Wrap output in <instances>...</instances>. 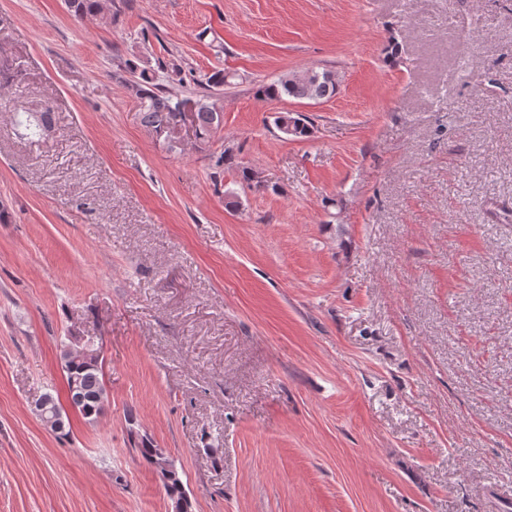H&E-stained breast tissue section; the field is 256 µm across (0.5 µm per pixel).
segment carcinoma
Instances as JSON below:
<instances>
[{
	"label": "carcinoma",
	"instance_id": "carcinoma-1",
	"mask_svg": "<svg viewBox=\"0 0 512 512\" xmlns=\"http://www.w3.org/2000/svg\"><path fill=\"white\" fill-rule=\"evenodd\" d=\"M68 10L78 18L98 15L103 11V0H66ZM21 70L18 66L5 61L0 64V79L7 84L21 85ZM232 75L217 71L206 77L203 83L207 93L195 101L194 121L198 139L205 141L217 131L223 121V107L218 105L210 90L230 84ZM338 80L330 70L289 73L270 83H262L257 88L261 98L270 100L291 97L301 100H318L331 98L336 94ZM139 99L141 120L146 127L158 135L169 134L179 123L182 106L186 99L163 91L161 76L140 74V81L135 83ZM0 112L10 115L15 132L29 139L42 138L46 131L52 129L51 111L44 109L33 111L18 98H0ZM277 127H290L293 139H303L312 133L307 118L301 113H285L276 117ZM72 343L61 347L60 362L66 374L69 389V401L73 408L87 420H95L102 411V402L106 398L101 377L99 355H90L84 359L71 356ZM42 422L46 423L62 414V407L50 393L43 394L38 401ZM142 459L149 463L158 473L174 512H192V503L184 487L181 471L166 472L165 464L169 461L162 449L154 446L147 438L137 443Z\"/></svg>",
	"mask_w": 512,
	"mask_h": 512
}]
</instances>
